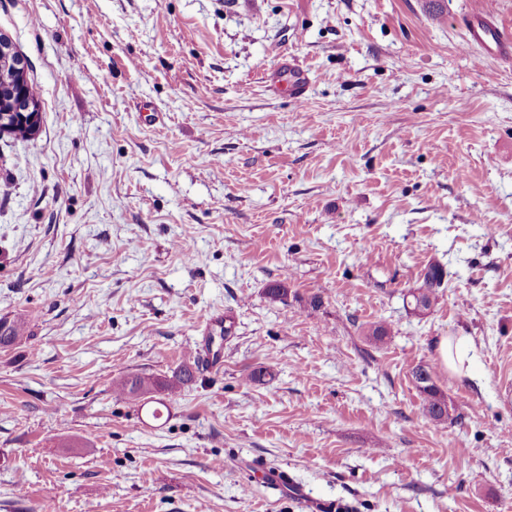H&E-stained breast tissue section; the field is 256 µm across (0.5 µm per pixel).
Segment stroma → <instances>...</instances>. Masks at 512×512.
Returning a JSON list of instances; mask_svg holds the SVG:
<instances>
[{"instance_id":"obj_1","label":"stroma","mask_w":512,"mask_h":512,"mask_svg":"<svg viewBox=\"0 0 512 512\" xmlns=\"http://www.w3.org/2000/svg\"><path fill=\"white\" fill-rule=\"evenodd\" d=\"M475 8L512 30V0H0L41 108L0 139V512H512V63ZM197 361L157 420L112 389ZM467 30L470 44L486 45L490 42L495 47V56L508 58L512 54V35L499 30L495 24L486 21L480 9L472 10L467 16ZM445 270L436 264L429 265L417 294H412L414 309L427 310L437 297L439 288H444ZM436 352L440 365L446 370L459 376L469 377V370L464 372V360L460 354L458 343L448 336H442L436 343ZM412 378L423 396V411L436 422L454 423L459 419L454 404L437 387L431 367L418 365L412 371Z\"/></svg>"}]
</instances>
